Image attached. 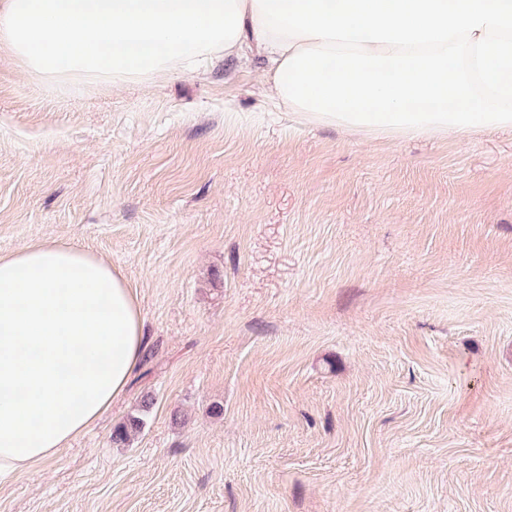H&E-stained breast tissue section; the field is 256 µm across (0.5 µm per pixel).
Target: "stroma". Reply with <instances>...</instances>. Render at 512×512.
<instances>
[{"mask_svg":"<svg viewBox=\"0 0 512 512\" xmlns=\"http://www.w3.org/2000/svg\"><path fill=\"white\" fill-rule=\"evenodd\" d=\"M267 68L50 89L0 52V254L107 260L144 331L0 512H512V133L302 126Z\"/></svg>","mask_w":512,"mask_h":512,"instance_id":"obj_1","label":"stroma"}]
</instances>
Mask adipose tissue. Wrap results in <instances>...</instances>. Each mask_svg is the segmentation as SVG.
I'll list each match as a JSON object with an SVG mask.
<instances>
[{"instance_id":"obj_1","label":"adipose tissue","mask_w":512,"mask_h":512,"mask_svg":"<svg viewBox=\"0 0 512 512\" xmlns=\"http://www.w3.org/2000/svg\"><path fill=\"white\" fill-rule=\"evenodd\" d=\"M254 0H0V49L47 83L144 82L253 42L272 67L315 37L261 39ZM136 294L104 259L48 241L0 256V482L56 457L124 390Z\"/></svg>"}]
</instances>
